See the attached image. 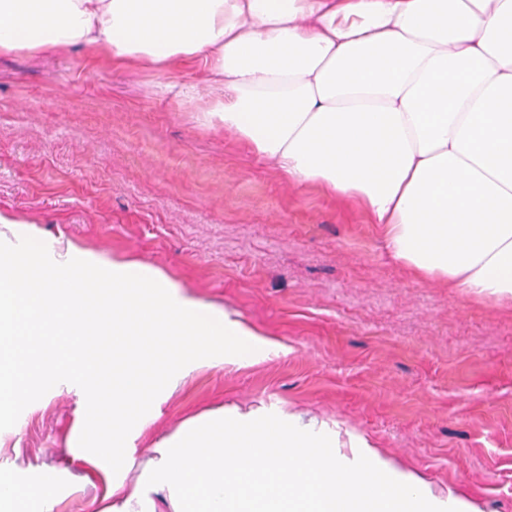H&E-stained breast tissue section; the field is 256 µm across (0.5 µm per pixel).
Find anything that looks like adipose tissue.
Instances as JSON below:
<instances>
[{
    "label": "adipose tissue",
    "instance_id": "obj_1",
    "mask_svg": "<svg viewBox=\"0 0 512 512\" xmlns=\"http://www.w3.org/2000/svg\"><path fill=\"white\" fill-rule=\"evenodd\" d=\"M74 46L157 71L203 63L220 94L211 116L289 181L356 203L416 276L512 305V0H0V53ZM11 244L0 262V412L25 389L17 340L160 336L171 349L112 359V433L78 437L111 457L97 512H475L434 496L359 440L279 411H213L160 440L135 481L127 447L140 394L159 400L196 368L248 366L284 346L161 270L104 259L69 240ZM137 366L140 388L124 373ZM288 457L286 468L266 455Z\"/></svg>",
    "mask_w": 512,
    "mask_h": 512
}]
</instances>
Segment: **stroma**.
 Returning a JSON list of instances; mask_svg holds the SVG:
<instances>
[{
  "instance_id": "35a3bbf8",
  "label": "stroma",
  "mask_w": 512,
  "mask_h": 512,
  "mask_svg": "<svg viewBox=\"0 0 512 512\" xmlns=\"http://www.w3.org/2000/svg\"><path fill=\"white\" fill-rule=\"evenodd\" d=\"M202 67H113L83 48L0 55V210L108 258L162 269L229 307L287 354L207 367L173 391L135 439L144 462L185 421L221 408L294 411L369 438L434 494L512 512V308L414 278L376 225L255 159L204 108ZM0 430V474L19 480L0 512H90L112 477L72 459L91 413L83 375L53 357Z\"/></svg>"
}]
</instances>
